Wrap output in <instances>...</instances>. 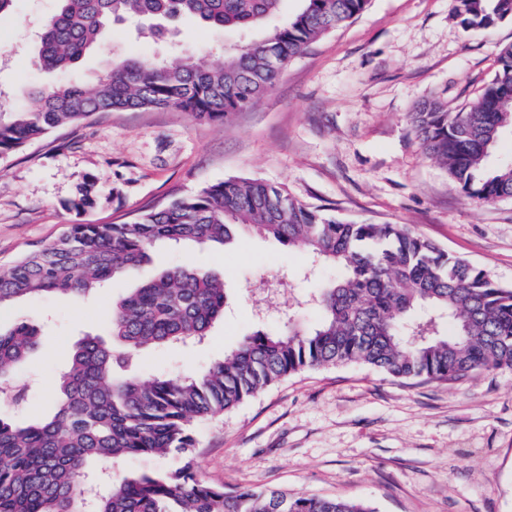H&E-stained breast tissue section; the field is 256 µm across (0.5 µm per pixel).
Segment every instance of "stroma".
Returning <instances> with one entry per match:
<instances>
[{
	"label": "stroma",
	"mask_w": 512,
	"mask_h": 512,
	"mask_svg": "<svg viewBox=\"0 0 512 512\" xmlns=\"http://www.w3.org/2000/svg\"><path fill=\"white\" fill-rule=\"evenodd\" d=\"M454 0H371L351 23L292 62L254 107L224 124L177 111L115 112L44 136L0 158V270L56 239L67 225L115 220L149 203L229 178L285 187L297 200L349 222L403 224L512 287V199L465 198L423 152L408 114L427 100L457 112L477 100L512 44V19L466 29ZM56 0H16L0 22V111L33 84L54 83L33 64L40 25ZM109 29L68 80L88 83L130 55L191 53L212 61L250 40L202 28L140 35ZM95 203L73 209L85 185ZM196 265L224 281L229 305L204 342L138 353L130 372L150 379L196 372L293 309L304 326L309 297L334 272L310 271L301 251L239 236L221 249L157 245L150 264L89 296L45 295L0 313V325L36 316L40 344L15 381L27 401L0 406L21 421L50 408L75 343L105 334L113 303L161 269ZM196 468L231 492L283 488L359 500L374 512H512V373L466 383L401 381L360 364L290 375L223 414L194 421Z\"/></svg>",
	"instance_id": "obj_1"
}]
</instances>
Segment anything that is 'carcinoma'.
I'll use <instances>...</instances> for the list:
<instances>
[{"instance_id":"1","label":"carcinoma","mask_w":512,"mask_h":512,"mask_svg":"<svg viewBox=\"0 0 512 512\" xmlns=\"http://www.w3.org/2000/svg\"><path fill=\"white\" fill-rule=\"evenodd\" d=\"M34 63L65 73L99 45L112 24L181 17L209 29H259L282 0H57ZM370 0H302L280 25L209 63L187 54L111 64L93 84L61 81L26 92L23 108L0 112V157L46 133L95 115L187 112L224 123L257 105L280 80L278 59H296L318 38L363 13ZM473 29L512 19V0H455ZM424 153L448 169L464 196L512 198V162H485L512 130V44L480 97L462 112L425 101L409 113ZM239 233L304 250L338 275L311 295L320 319H293L257 331L206 370L142 381L125 373L150 346L186 345L209 336L228 305L224 281L199 267L163 270L112 307L106 341L78 342L60 376L51 409L24 422L0 417V512H374L366 503L282 489L209 484L197 473L194 420L238 406L305 369L358 363L396 379L458 386L482 371L512 372V287L471 261L449 254L403 224H357L309 207L282 186L233 178L143 206L121 222L76 223L53 242L0 273V310L43 294L87 295L143 265L160 242L219 245ZM40 325L24 317L0 330V401L16 368L39 345ZM171 457L162 472L109 482L104 494L82 484L119 457Z\"/></svg>"}]
</instances>
